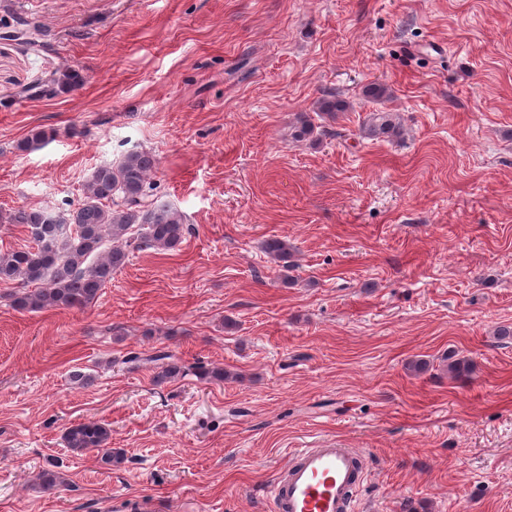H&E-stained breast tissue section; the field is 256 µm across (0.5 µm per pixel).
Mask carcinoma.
<instances>
[{
	"mask_svg": "<svg viewBox=\"0 0 512 512\" xmlns=\"http://www.w3.org/2000/svg\"><path fill=\"white\" fill-rule=\"evenodd\" d=\"M350 104L327 91L317 101L315 116L336 119ZM313 116V117H315ZM313 117H295L294 135H310ZM397 117L390 112H372L362 124L368 138L391 136ZM157 158L150 152L131 151L118 160L96 167L83 186V199L66 212L17 209L0 221L24 225L33 245L0 252V285L11 289L13 307L42 311L67 307L83 309L99 296L101 288L121 269L135 250L173 252L190 232L185 216L173 206L151 198L150 175ZM265 250L279 261L288 260L291 246L279 237L269 238ZM125 362H147L158 369L164 381L193 371L197 378L224 380V371L198 363L190 368L168 352L143 358L137 354ZM64 443L76 454L103 451L101 463L112 465L111 429L102 422L78 423L68 427ZM44 492L61 486L60 473L46 468L36 477Z\"/></svg>",
	"mask_w": 512,
	"mask_h": 512,
	"instance_id": "carcinoma-1",
	"label": "carcinoma"
}]
</instances>
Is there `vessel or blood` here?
Listing matches in <instances>:
<instances>
[{
  "label": "vessel or blood",
  "instance_id": "obj_1",
  "mask_svg": "<svg viewBox=\"0 0 512 512\" xmlns=\"http://www.w3.org/2000/svg\"><path fill=\"white\" fill-rule=\"evenodd\" d=\"M362 458L335 439L296 449L267 488L272 512H352L365 481Z\"/></svg>",
  "mask_w": 512,
  "mask_h": 512
}]
</instances>
